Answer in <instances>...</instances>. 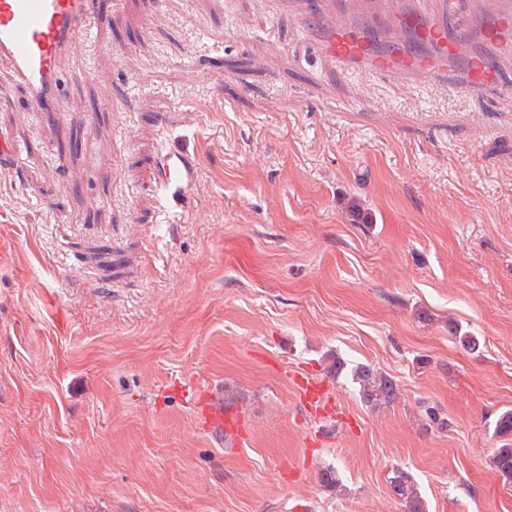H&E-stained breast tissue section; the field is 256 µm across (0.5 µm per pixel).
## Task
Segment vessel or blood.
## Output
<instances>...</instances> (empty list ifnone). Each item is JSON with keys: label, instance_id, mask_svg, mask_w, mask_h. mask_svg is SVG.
Here are the masks:
<instances>
[{"label": "vessel or blood", "instance_id": "obj_1", "mask_svg": "<svg viewBox=\"0 0 512 512\" xmlns=\"http://www.w3.org/2000/svg\"><path fill=\"white\" fill-rule=\"evenodd\" d=\"M94 0H0V62L23 83L37 111L56 113L64 61L80 42ZM313 46L321 63L343 73L401 75L434 80L450 92L499 91L494 53L512 55V0H498L473 23L449 30L429 16L420 0H394L387 17L372 22L340 21L335 0H323ZM197 176V159L187 152L160 149L157 187L186 199ZM302 403L327 419L336 417V398L318 380L294 377ZM199 430L216 439L245 440L241 414L226 409L209 387L191 394Z\"/></svg>", "mask_w": 512, "mask_h": 512}]
</instances>
